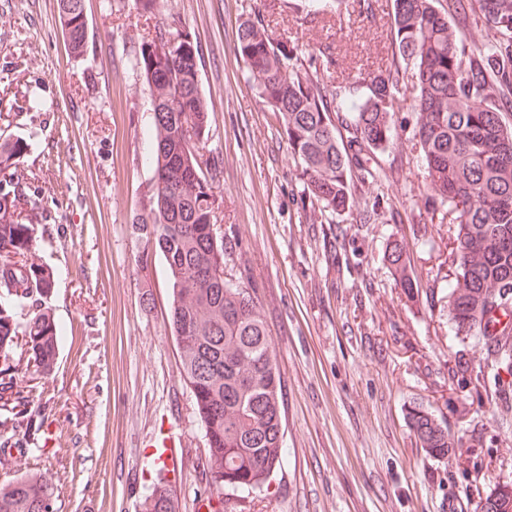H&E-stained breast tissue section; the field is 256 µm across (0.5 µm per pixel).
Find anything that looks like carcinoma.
<instances>
[{
    "mask_svg": "<svg viewBox=\"0 0 512 512\" xmlns=\"http://www.w3.org/2000/svg\"><path fill=\"white\" fill-rule=\"evenodd\" d=\"M81 0H58L69 48L84 52ZM464 15L480 39L469 43L455 21ZM392 25L398 53L368 74L364 92L341 97L313 76L316 57L299 45L277 42L262 20L245 19L236 49L260 103L278 114L293 159L299 161L311 207L339 213L350 206L361 154L384 151L392 140L395 94L416 90L413 139L430 196L448 204L462 282L448 285V317L456 333L479 336L492 361L512 368V341L495 326H512V0H394ZM160 47L161 52L149 51ZM140 67L154 110L155 181L145 214L133 224L139 262L160 257L171 290V333L183 377L207 437L202 473L204 500L224 491H253L281 467V372L272 338L254 297L213 271L224 266L227 243L216 231L220 202L213 191L216 164L204 158L210 116L199 90L197 42L173 28L140 37ZM340 99L336 110L326 100ZM342 114L336 122L333 112ZM28 143H0V400L12 403L21 439L42 420L28 400L11 393L16 366L9 355L23 344L36 371L57 365L60 329L44 299L54 286L52 268L35 262V215L24 213L33 176L19 170ZM32 315L19 325L15 309ZM410 429L436 456L448 454V431L426 409L407 414ZM55 488L28 472L0 482V512H54ZM145 512H177L163 470ZM483 512H512V486L489 492Z\"/></svg>",
    "mask_w": 512,
    "mask_h": 512,
    "instance_id": "cac0c4a2",
    "label": "carcinoma"
}]
</instances>
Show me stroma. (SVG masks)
Returning <instances> with one entry per match:
<instances>
[{
  "label": "stroma",
  "mask_w": 512,
  "mask_h": 512,
  "mask_svg": "<svg viewBox=\"0 0 512 512\" xmlns=\"http://www.w3.org/2000/svg\"><path fill=\"white\" fill-rule=\"evenodd\" d=\"M84 55L71 57L57 0H0V139H24L36 177L35 257L55 271L46 304L63 330L55 372L20 367L15 390L45 416L35 440L0 455V481L39 471L56 512H143L155 477L147 440L173 429L178 512H199L207 449L169 329L162 259L138 266L132 224L154 178L153 105L139 65L146 27L195 35L210 113L206 154L219 174L226 272L256 296L272 333L284 400L286 457L263 488L224 498V512H482L512 485V376L448 324V209L429 199L412 139L413 90L393 143L368 155L345 212L313 215L273 113L236 54L238 20L260 17L279 41L329 49L327 85L378 70L395 47L389 15L308 16L304 0H83ZM399 246L405 291L387 261ZM423 405L448 429L435 457L407 424Z\"/></svg>",
  "instance_id": "1"
}]
</instances>
